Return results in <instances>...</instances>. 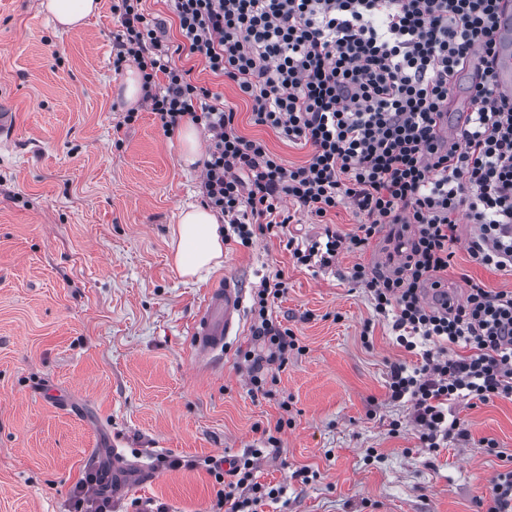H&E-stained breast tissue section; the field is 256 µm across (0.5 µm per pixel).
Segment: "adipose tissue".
I'll return each mask as SVG.
<instances>
[{
    "mask_svg": "<svg viewBox=\"0 0 512 512\" xmlns=\"http://www.w3.org/2000/svg\"><path fill=\"white\" fill-rule=\"evenodd\" d=\"M99 0H42L41 7L61 31L82 25L98 10ZM173 263L181 277L204 278L224 262V235L215 213L206 207L188 205L171 229Z\"/></svg>",
    "mask_w": 512,
    "mask_h": 512,
    "instance_id": "1",
    "label": "adipose tissue"
}]
</instances>
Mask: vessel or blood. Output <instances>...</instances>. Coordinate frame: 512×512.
I'll return each mask as SVG.
<instances>
[{
  "label": "vessel or blood",
  "mask_w": 512,
  "mask_h": 512,
  "mask_svg": "<svg viewBox=\"0 0 512 512\" xmlns=\"http://www.w3.org/2000/svg\"><path fill=\"white\" fill-rule=\"evenodd\" d=\"M501 24L497 30L494 96L512 98V0L499 4ZM244 294L233 280L210 288L192 324L193 348L199 359L223 353L230 337L238 335L242 324Z\"/></svg>",
  "instance_id": "1"
}]
</instances>
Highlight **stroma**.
<instances>
[{"label":"stroma","mask_w":512,"mask_h":512,"mask_svg":"<svg viewBox=\"0 0 512 512\" xmlns=\"http://www.w3.org/2000/svg\"><path fill=\"white\" fill-rule=\"evenodd\" d=\"M120 31L112 0L69 32L39 0H0V104L14 119L0 144V512H67L89 470L112 512H137L139 501L217 512L205 460L254 448L265 451L259 482L283 489L261 512H488L492 480L512 468V402L456 404L469 437L433 451L409 405L389 400L390 365L421 357L396 345L349 273L392 265L391 233L317 271L286 247L322 233L303 215L251 246L225 242L206 280L178 275L170 228L183 206L200 204L202 166L185 165L179 137L150 110L123 125L124 76L112 67ZM177 63L234 109L242 135L288 165L308 159L309 148L254 124L233 83L195 58ZM472 231L458 226L449 292L464 296L468 276L512 290V276L470 262ZM275 276L286 292L273 318L300 348L254 393L238 355L254 345L251 318L207 363L190 326L224 278L249 292ZM283 417L290 426L277 428ZM272 431L280 444L269 449ZM117 451L129 462L120 472Z\"/></svg>","instance_id":"stroma-1"}]
</instances>
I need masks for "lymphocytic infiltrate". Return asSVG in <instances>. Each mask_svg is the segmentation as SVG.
<instances>
[{
    "label": "lymphocytic infiltrate",
    "mask_w": 512,
    "mask_h": 512,
    "mask_svg": "<svg viewBox=\"0 0 512 512\" xmlns=\"http://www.w3.org/2000/svg\"><path fill=\"white\" fill-rule=\"evenodd\" d=\"M142 2L112 4L122 27L113 66L136 64L142 101L166 135L184 123L203 127L200 192L222 216L225 239L246 247L295 213L321 222L344 206L359 219L354 231L328 227L309 242L286 243L297 264L329 269L387 228H412L392 273L357 265L350 279L397 345L421 353L418 367L391 364L389 400L409 404L427 447L468 437L453 405L512 400V291L471 277L453 305L426 302L424 291L440 288L463 219L474 228L470 261L512 275V101L493 97L500 0H167L182 37L173 48ZM178 53L232 82L251 100L256 124L310 147L305 164L286 165L264 141L243 136L235 112L192 83ZM465 72L472 112L444 140L436 127ZM284 292L277 277L252 295V335L264 351L240 356L256 392L266 382L262 366H285L298 344L271 316ZM262 454L252 449L228 471L223 459L207 460L222 512L278 497L279 488L256 479Z\"/></svg>",
    "instance_id": "1"
}]
</instances>
